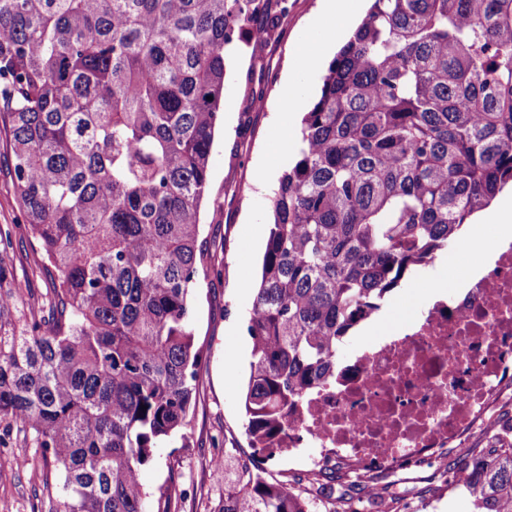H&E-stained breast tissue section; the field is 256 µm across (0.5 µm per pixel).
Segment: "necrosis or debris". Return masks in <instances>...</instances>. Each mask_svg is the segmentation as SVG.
<instances>
[{"instance_id":"obj_1","label":"necrosis or debris","mask_w":512,"mask_h":512,"mask_svg":"<svg viewBox=\"0 0 512 512\" xmlns=\"http://www.w3.org/2000/svg\"><path fill=\"white\" fill-rule=\"evenodd\" d=\"M512 384V243L407 331L340 367L291 409L274 448L296 461H414L466 436Z\"/></svg>"}]
</instances>
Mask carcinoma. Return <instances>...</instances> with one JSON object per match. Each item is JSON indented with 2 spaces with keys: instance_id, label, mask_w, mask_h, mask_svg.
I'll return each mask as SVG.
<instances>
[{
  "instance_id": "1",
  "label": "carcinoma",
  "mask_w": 512,
  "mask_h": 512,
  "mask_svg": "<svg viewBox=\"0 0 512 512\" xmlns=\"http://www.w3.org/2000/svg\"><path fill=\"white\" fill-rule=\"evenodd\" d=\"M288 0H0V135L53 277L22 327L0 294V427L58 475L54 512H170L141 482L187 428L202 352L190 293L223 121L224 46ZM512 184V0H373L304 113L273 191L248 313L245 433L336 377L349 333ZM0 227V289L14 270ZM146 409H141V406ZM218 512H311L255 464ZM512 512V422L448 481Z\"/></svg>"
}]
</instances>
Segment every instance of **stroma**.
Wrapping results in <instances>:
<instances>
[{
    "label": "stroma",
    "instance_id": "obj_1",
    "mask_svg": "<svg viewBox=\"0 0 512 512\" xmlns=\"http://www.w3.org/2000/svg\"><path fill=\"white\" fill-rule=\"evenodd\" d=\"M322 0H288L272 37L262 42H237L226 48L224 122L210 156L209 193L201 212L202 238L210 265L192 293L194 333L203 358L197 369L195 407L186 439H174L157 449L142 469V482L151 493L175 483L180 494L177 512H218L224 500V474L213 468L226 458L227 472L243 469L256 457L245 434L244 385L252 342L246 314L255 295L260 264L269 232L270 190L296 158L294 148L283 147L280 129L296 139L302 109L285 111V90L294 78L293 59L310 31L309 21ZM13 231L16 281L13 318L45 308L52 284L44 253L25 229V220L11 190V155L0 141V226ZM485 248L495 247L498 227H482ZM484 248V250H485ZM484 250H469L465 239L437 257L434 264L413 273L392 292L377 313L378 321L394 328L409 326L416 311L431 302L435 282L456 277L462 262L479 264ZM488 440L477 428L461 445L399 469L371 471L365 483L348 485L337 471L325 472V481L345 490L354 501L373 498L393 505V512H472L469 496L449 490L448 474L456 469L466 448ZM26 454L27 467L15 458ZM53 465L43 464L38 448L25 445L23 434L11 428L0 440V512H51L57 488Z\"/></svg>",
    "mask_w": 512,
    "mask_h": 512
}]
</instances>
